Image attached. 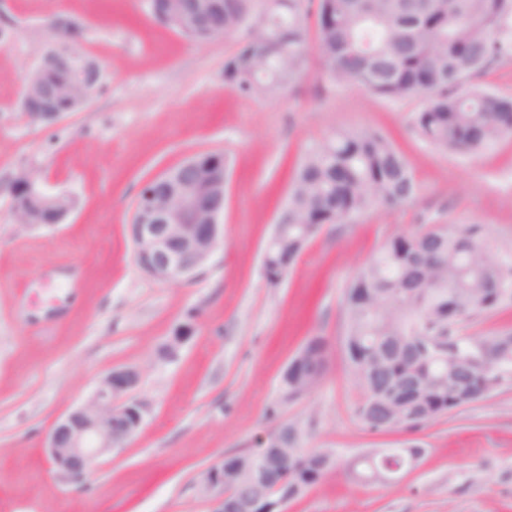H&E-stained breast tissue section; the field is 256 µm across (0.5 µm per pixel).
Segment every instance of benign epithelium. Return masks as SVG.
Wrapping results in <instances>:
<instances>
[{
  "label": "benign epithelium",
  "mask_w": 512,
  "mask_h": 512,
  "mask_svg": "<svg viewBox=\"0 0 512 512\" xmlns=\"http://www.w3.org/2000/svg\"><path fill=\"white\" fill-rule=\"evenodd\" d=\"M143 187L135 204L129 233L139 267L159 282H169L193 274L212 254L221 236L220 217L224 214V186H214L202 193L196 184L180 178L175 186L159 196ZM206 199H201V195ZM17 196L48 197L37 180L28 176L18 179ZM68 214L61 209L45 219L38 211H20L24 224H58ZM177 342L163 353L175 356L196 331L193 321L176 325ZM141 373L135 368H117L104 378L93 397L58 421L47 440V453L57 472L70 481L82 480L92 460L101 454L123 447L141 428L142 405L134 400L119 401L133 391ZM270 464L267 483L270 509L286 512L288 492L277 480L276 470L285 461L277 449H264ZM200 491L212 505L211 512H256L247 500L227 503L224 494V463L207 468L199 478Z\"/></svg>",
  "instance_id": "1"
}]
</instances>
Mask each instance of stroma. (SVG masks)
<instances>
[{"instance_id":"1","label":"stroma","mask_w":512,"mask_h":512,"mask_svg":"<svg viewBox=\"0 0 512 512\" xmlns=\"http://www.w3.org/2000/svg\"><path fill=\"white\" fill-rule=\"evenodd\" d=\"M62 16L84 27L102 86L53 124L21 107L27 78ZM233 38L195 44L155 21L144 0H0V512H210L201 472L258 449L282 423L302 446L332 452L334 469L288 512H512V382L415 435L367 432L342 344L348 282L393 235L426 224L476 222L488 247L512 251V137L477 157L440 151L411 129L420 101L391 103L336 87L316 53L272 98L224 83ZM378 128L406 156L415 198L328 224L277 287L264 250L304 154L339 129ZM221 152L231 174L223 238L188 277L159 282L136 264L127 226L143 186L198 152ZM34 174L74 209L58 224L18 223L14 179ZM196 333L169 361L158 351L188 312ZM462 336L512 334V300L464 318ZM323 337L329 367L310 395L279 404L281 377L308 338ZM135 367L140 430L63 479L47 453L59 419L84 404L107 372ZM424 448L397 481L346 473L369 450Z\"/></svg>"}]
</instances>
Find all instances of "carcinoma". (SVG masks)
<instances>
[{
    "mask_svg": "<svg viewBox=\"0 0 512 512\" xmlns=\"http://www.w3.org/2000/svg\"><path fill=\"white\" fill-rule=\"evenodd\" d=\"M198 0H146L157 21L197 44L231 36L224 83L246 98L269 97L292 84L309 43L323 60L329 81L356 83L392 102L422 100L412 128L424 143L476 155L512 135V96L499 95L474 79L489 65L512 59V0H208L200 26L184 24ZM78 32L48 23V41ZM99 63L90 68L52 67L38 78L41 94H24L26 112H71L81 87L99 89ZM222 154L197 155L189 177L209 184ZM405 156L376 129L337 131L313 147L296 170L281 223L288 234L269 240L264 278L281 282L305 246L325 224H345L373 208L391 211L417 194ZM475 222L432 224L384 243L344 294V351L362 396L356 417L372 433H413L451 409L467 406L512 380V349L496 370L478 368L497 340L461 336L466 316L491 311L512 299V255L497 257L483 243ZM328 366V344L307 341L282 377V401L312 393ZM287 462L279 477L297 498L312 486L314 461L297 446L301 430L285 423ZM414 439L381 456L379 468L400 467L422 455ZM231 499L251 498L267 507L266 486L246 471L225 474Z\"/></svg>",
    "mask_w": 512,
    "mask_h": 512,
    "instance_id": "carcinoma-1",
    "label": "carcinoma"
}]
</instances>
